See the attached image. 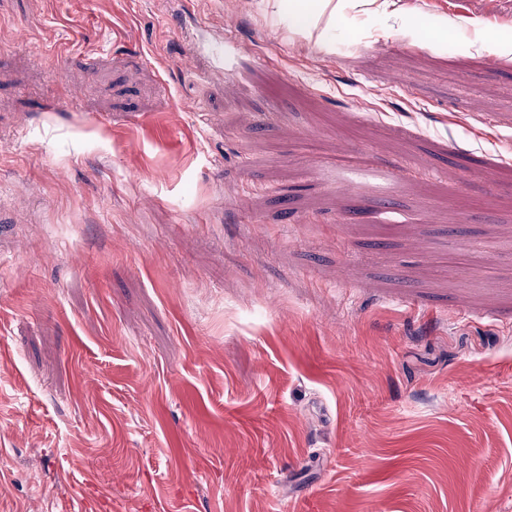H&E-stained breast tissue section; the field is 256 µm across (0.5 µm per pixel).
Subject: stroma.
Instances as JSON below:
<instances>
[{"instance_id": "35a3bbf8", "label": "stroma", "mask_w": 512, "mask_h": 512, "mask_svg": "<svg viewBox=\"0 0 512 512\" xmlns=\"http://www.w3.org/2000/svg\"><path fill=\"white\" fill-rule=\"evenodd\" d=\"M472 2L0 0V512H512V14ZM265 5L272 15L288 21L290 29L308 35L323 16H336L338 8L335 0H266ZM349 174L353 179L370 185L378 193H398L400 191L399 183L396 180H391L381 171L375 169L350 170Z\"/></svg>"}]
</instances>
